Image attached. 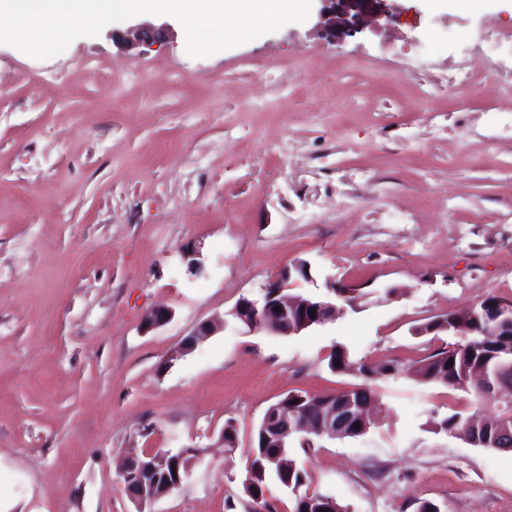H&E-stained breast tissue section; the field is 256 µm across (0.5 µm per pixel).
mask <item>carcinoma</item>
Returning a JSON list of instances; mask_svg holds the SVG:
<instances>
[{"label": "carcinoma", "instance_id": "obj_1", "mask_svg": "<svg viewBox=\"0 0 512 512\" xmlns=\"http://www.w3.org/2000/svg\"><path fill=\"white\" fill-rule=\"evenodd\" d=\"M500 303L495 297L483 301L471 314L463 316L450 312L429 319L421 324L422 331L447 332L457 341L448 344L425 359L417 362L410 373L423 383H438L454 390L470 392L478 403L492 401L497 407L485 418L491 420L504 413L512 414V404L504 403L499 390L512 388V330L503 325L499 312ZM453 365H447L448 361ZM328 368L334 372L358 370L365 377L377 374L395 377L401 367L390 361L374 371L361 364L355 365L348 350L342 346L333 348L328 356ZM474 415L459 412L434 421L437 429L459 439L469 435V421ZM275 449L264 446L261 427H256L252 445L248 451L246 476L241 481L243 493L251 501H266L271 486L277 485L293 494L291 512H348L336 498L318 492L304 490L307 473L298 467L286 472L278 469L270 457Z\"/></svg>", "mask_w": 512, "mask_h": 512}]
</instances>
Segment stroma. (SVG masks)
Instances as JSON below:
<instances>
[{"label": "stroma", "mask_w": 512, "mask_h": 512, "mask_svg": "<svg viewBox=\"0 0 512 512\" xmlns=\"http://www.w3.org/2000/svg\"><path fill=\"white\" fill-rule=\"evenodd\" d=\"M398 6L340 41L310 18L206 58L177 22L132 50L108 27L47 60L0 44V512H136L121 459L187 447L199 462L150 512H251L265 409L361 384L329 371L334 346L408 366L449 342L416 334L426 318L512 301V67L491 81L468 57L512 10ZM296 260L313 280L289 293L331 278L362 298L297 335L227 326L167 364ZM158 306L172 320L142 332ZM370 386L367 433L294 448L310 490L350 512H512V455L431 424L471 395ZM182 262L186 267V272L198 277L205 271L204 257L201 242H190L186 245L182 255ZM227 320L223 319L222 322L216 323V322H204L201 323L196 330L190 335L192 336L189 340H187L185 343H181L179 346L174 348L170 354L168 359L171 358H181L183 356H186L188 353H190L195 343L198 339V336H209L213 332L217 331L218 329L224 330V327H226Z\"/></svg>", "instance_id": "1"}]
</instances>
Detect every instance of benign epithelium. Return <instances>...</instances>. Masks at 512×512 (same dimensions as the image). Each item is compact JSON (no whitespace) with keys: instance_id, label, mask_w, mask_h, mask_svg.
<instances>
[{"instance_id":"7a95c632","label":"benign epithelium","mask_w":512,"mask_h":512,"mask_svg":"<svg viewBox=\"0 0 512 512\" xmlns=\"http://www.w3.org/2000/svg\"><path fill=\"white\" fill-rule=\"evenodd\" d=\"M322 7L318 12L319 22L317 27L325 36L333 41L341 40L346 36L360 33L368 24L383 21L391 23L395 17L391 0H319ZM171 31V25L167 22H138L124 30L112 32V40L125 48L151 46L163 41ZM182 262L186 272L198 277L205 271L202 243L190 242L186 245L182 255ZM343 284L332 279L323 283L326 293L308 294L304 297H285L283 302L291 305L300 312L314 307L317 319L328 323L336 318V295L333 289L341 288ZM249 317L243 318L241 328L249 333H273L279 325L276 312L266 304V298L252 299L248 305ZM172 318V311L166 308H156L150 311L143 319L141 328L147 332L160 328ZM227 321L220 323L204 322L192 333V337L186 342L174 348L169 357L181 358L190 353L200 336H208L213 332L226 327ZM374 402L354 403L352 401L338 404L325 416L315 419L308 418L297 422L293 415L288 413V403H283L271 408L262 421V433L269 441H275L279 447H284L288 433H293L303 445L316 447V442L328 438L330 440L341 439L346 435L363 434L369 428L368 416ZM359 427H354V423ZM484 420L471 422L469 443L480 448H508L512 446V428L505 425L498 431L493 441H488L482 436ZM200 458V453L195 448H182L175 454L154 456L152 454L143 457H132L126 461L120 477L127 495L144 507L166 496L181 485L191 473L194 465ZM149 471L168 472L175 469L173 477L175 483L163 486L160 491H146L143 484L133 485L129 483V472L135 469Z\"/></svg>"}]
</instances>
